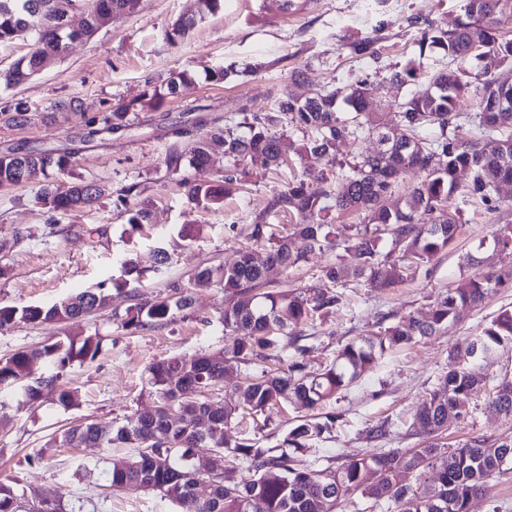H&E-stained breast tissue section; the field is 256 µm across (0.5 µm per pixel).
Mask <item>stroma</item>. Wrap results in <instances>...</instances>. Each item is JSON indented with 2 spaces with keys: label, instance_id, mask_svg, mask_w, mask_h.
Returning a JSON list of instances; mask_svg holds the SVG:
<instances>
[{
  "label": "stroma",
  "instance_id": "stroma-1",
  "mask_svg": "<svg viewBox=\"0 0 512 512\" xmlns=\"http://www.w3.org/2000/svg\"><path fill=\"white\" fill-rule=\"evenodd\" d=\"M463 5L464 0H294L288 9L284 0H224L223 10L202 16L197 0H138L133 13L114 16L91 37L73 42L62 58L26 84L0 87V109L22 101L32 115L22 127L0 122V153L21 143L66 146L102 102L120 103L184 68L193 72L194 82L170 101L175 111L198 101L212 105L215 115L234 126L243 119L242 106L269 109L283 90L305 98L326 86L344 87L365 79L373 87L374 111L393 127L394 102L401 91L389 83L392 71L417 58L423 24L451 29ZM188 17L196 23L186 36L175 44L166 42L165 31ZM367 36L377 40L378 60L353 57L348 49L350 42ZM256 61L262 64L260 71L233 81L216 85L206 78L209 68ZM298 65L306 68L308 81L295 86L288 73ZM74 97L82 104L80 110L59 115L52 123L43 120V113L56 103ZM171 143L165 131L137 124L126 136L82 147L64 183L93 180L109 196L97 209L69 212L55 224L38 201L44 175L0 194V306L49 305L101 284L109 294L100 314L66 323L20 322L0 331V357L73 334L102 338L93 362L73 365L63 376L78 393L77 406H59L49 390L32 405L19 387L0 389V479L23 492L26 501L59 498L70 512H176L175 505L155 492L112 491V466L130 456V449L71 448L58 441L74 424L121 423L153 407L147 384L153 360L189 358L223 344L218 317L224 290L195 285L193 277L204 266L235 263L243 250L263 255L262 246L249 238L248 226L266 212L282 179L253 170L244 193L225 198L219 209L198 211L189 203L179 175L166 168ZM134 182L144 185L142 198L151 210V222L141 231L130 229L112 200L114 193ZM501 196L493 212L481 205H462L452 243L402 285L376 289L361 281L347 282L342 308L300 327L307 371L319 372L346 343L424 312L461 277L482 272L489 264L512 268V252L493 249L495 229L512 226V185L504 186ZM185 224L201 228L193 243L179 237ZM157 246L169 254L161 273L142 281L123 273L125 257L149 261ZM344 259L339 247L310 255L307 262L287 270L270 268L267 286H324V268ZM176 285L188 288L189 309L153 331L132 335L121 330L119 322L133 300L171 294ZM504 308H512V289L490 295L480 308L459 310L447 330L386 351L369 373L327 404V412L338 419L326 439L298 454V467L318 463L335 468L355 453L423 447L424 437L407 429L411 414L440 378L459 366L457 351ZM480 368L489 386L474 393L465 417L449 426V446L477 436L512 439V420L491 405L494 385L512 377V349ZM383 421L392 425L389 439L370 440L369 429Z\"/></svg>",
  "mask_w": 512,
  "mask_h": 512
}]
</instances>
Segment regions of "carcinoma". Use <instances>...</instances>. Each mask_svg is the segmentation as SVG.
<instances>
[{
    "label": "carcinoma",
    "mask_w": 512,
    "mask_h": 512,
    "mask_svg": "<svg viewBox=\"0 0 512 512\" xmlns=\"http://www.w3.org/2000/svg\"><path fill=\"white\" fill-rule=\"evenodd\" d=\"M89 20L72 30L42 25L41 8L50 0H0V44L29 35L33 48L0 73L5 87L28 82L42 69L44 57L60 46L93 35L99 15L130 14L137 0H85ZM512 20V0H466L464 14L455 27L422 32L418 60L392 73L390 81L407 91L395 101L398 122L392 128L371 111V84L359 80L344 96L325 87L301 99L283 91L274 108L250 112L243 108V131L235 134L213 119L206 121L208 105H188L182 120L171 125L176 141L166 154L169 171L186 167L195 178L184 180L188 201L198 210L217 209L224 198L237 193L251 164L265 170L281 166L287 152L302 158L308 154L337 155L344 141L362 134L375 138L377 150L339 163L336 180L313 186L303 177L288 181L273 193L268 214L296 213L303 223L290 235L277 236L267 217L258 216L249 225V237L268 244L258 262L244 254L232 266L203 267L195 284L224 288V345L211 347L187 359L170 356L148 366V385L158 400L152 412L135 416L121 425L89 422L64 433L71 448L125 447L136 449L123 466H113L110 485L115 489L157 492L178 512H336L360 494L386 507L389 512H469L472 498L483 494L488 483L512 464V441L491 443L474 437L450 448L432 441L417 450L392 448L377 454H352L337 468L295 467L293 453L309 448L322 438L336 416L300 419L273 447H262L249 437L258 428L255 416L266 409L297 403L318 409L356 379L368 372L387 350L407 345L417 338L433 336L454 321L459 309L479 308L495 291L512 288V270L488 272L463 278L441 295L420 317L410 316L384 329L375 338L346 344L322 373L312 376L303 361L288 359V349L302 355L296 329L315 314L328 312L342 301L337 291L348 278L361 279L372 288H394L431 261L453 241L457 199L478 200L492 211L499 207L500 190L512 184V38L498 29ZM377 39L366 37L350 44L351 53L376 60ZM439 53L454 62L472 58L482 63V83L474 86L464 71L442 69L423 78L424 60ZM187 69L174 74L117 107L107 103L86 118L79 142L90 144L117 131L131 128L129 116L139 112H162L168 98L191 84ZM478 98L477 111L463 114L460 105L469 96ZM467 119L478 131L475 139L455 134L458 121ZM211 124L210 136L194 138V129ZM213 145L224 147L232 164L219 178L204 176ZM73 153L60 148L14 149L0 155V190L21 184L22 163L40 166L51 176L69 172ZM407 170L422 173L421 180L405 197L395 196V183ZM469 174L466 184L462 173ZM144 191L139 183L120 189L116 206L131 229L150 222L148 204L138 200ZM103 191L81 180L62 190L55 182L44 185L39 200L57 214L75 208L98 206ZM363 215L353 232L336 233L327 222L328 211ZM391 238L394 257L381 258L379 240ZM342 239L348 254L345 265L324 269L330 288L264 290L266 269L293 267L316 252L336 246ZM154 264L142 267L135 258L121 262L125 273H157L169 256L154 249ZM107 291L98 287L68 297L50 307L29 305L0 307V330L17 321L40 324L67 322L102 310ZM191 306L185 292L136 302L120 321L130 334L163 326ZM512 346V310L503 309L475 337L468 349L486 359L499 348ZM100 351L97 335L70 338L39 349L17 351L0 358V386H11L29 377L41 359H50L56 372L25 385V395L35 404L43 388L56 387L58 402L76 405L77 394L62 381L65 370L92 362ZM245 372L243 383L232 387L238 403H213L207 395L223 387L235 373ZM486 383L483 372L459 368L448 372L422 400L412 427L433 438L448 430L460 416L470 396ZM500 413L512 417V392L497 389L491 400ZM209 416L210 426L201 429L198 420ZM211 457L206 479L210 495L198 498L194 486L200 472L195 467L197 449ZM251 479L239 477L242 469ZM14 487L0 479V512H18Z\"/></svg>",
    "instance_id": "carcinoma-1"
}]
</instances>
